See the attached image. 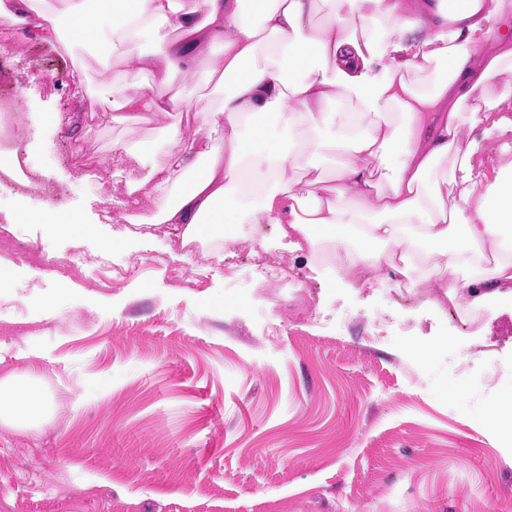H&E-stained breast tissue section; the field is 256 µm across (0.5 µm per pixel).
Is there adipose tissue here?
<instances>
[{"mask_svg":"<svg viewBox=\"0 0 512 512\" xmlns=\"http://www.w3.org/2000/svg\"><path fill=\"white\" fill-rule=\"evenodd\" d=\"M330 9L317 26V2ZM389 22L420 53L398 59L373 37L356 38L357 10ZM0 16L28 34L72 49L106 41L152 80L123 94L128 118L145 112H191L212 134L184 143L178 124L162 135L164 160L147 145L131 155L147 161V178L129 194L149 192L157 224L181 226L184 240L201 225L233 244L245 224L269 220L282 238L356 240L340 263L386 265L419 287L417 254L444 256L443 296L482 309L512 303V160L477 192L474 144L464 140L461 110L488 91L512 99L503 70L512 64V0H465L448 12L443 0H113L111 13L93 0H0ZM159 51L149 52L145 43ZM431 71L421 84L410 72ZM191 71L223 89L220 108L167 95ZM357 102L354 112H327L330 99ZM331 138L342 154L334 182L288 178L295 153ZM451 160L465 188L455 196L439 175ZM387 253L375 252V245ZM496 263H489V256ZM48 400L14 375L0 380V422L17 429L42 422Z\"/></svg>","mask_w":512,"mask_h":512,"instance_id":"obj_1","label":"adipose tissue"}]
</instances>
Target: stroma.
<instances>
[{
    "instance_id": "obj_1",
    "label": "stroma",
    "mask_w": 512,
    "mask_h": 512,
    "mask_svg": "<svg viewBox=\"0 0 512 512\" xmlns=\"http://www.w3.org/2000/svg\"><path fill=\"white\" fill-rule=\"evenodd\" d=\"M6 82L24 110L57 115L30 133L53 201L0 193V379H34L45 425H0V512H512V462L489 419L512 421V307L472 310L436 287L418 295L384 271L334 276L276 224L243 243L185 252L161 226L124 238L149 197L110 186L144 176L125 153L180 122L120 113L118 89L148 77L120 55L76 56L11 28ZM481 123L484 184L505 157ZM46 209L44 222L29 212ZM79 230L54 231L62 215ZM115 246H107L109 237ZM260 258L280 278L252 280Z\"/></svg>"
}]
</instances>
